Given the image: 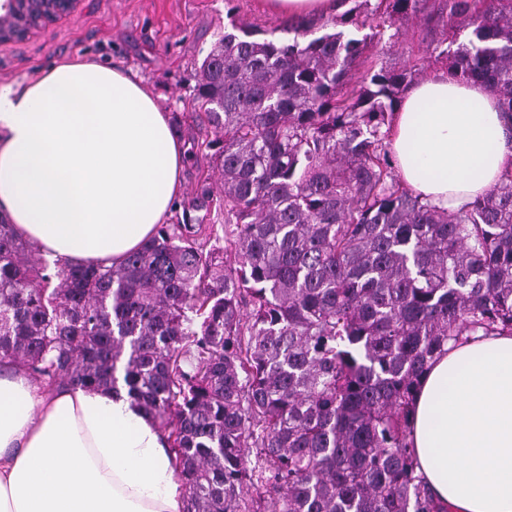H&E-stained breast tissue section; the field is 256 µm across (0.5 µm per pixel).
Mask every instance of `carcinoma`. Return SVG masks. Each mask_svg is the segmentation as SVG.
Here are the masks:
<instances>
[{
  "label": "carcinoma",
  "instance_id": "1",
  "mask_svg": "<svg viewBox=\"0 0 512 512\" xmlns=\"http://www.w3.org/2000/svg\"><path fill=\"white\" fill-rule=\"evenodd\" d=\"M380 2L362 36L378 9L319 36L312 20L290 40L217 35L195 109L221 195L201 174L184 208L224 209V250L178 221L118 267L50 272L0 218V363L51 390L123 382L165 437L184 512H439L410 445L414 394L449 341L512 332V163L482 198L438 210L387 150L412 70L341 93L425 0ZM440 14L473 30L438 57L512 114V0Z\"/></svg>",
  "mask_w": 512,
  "mask_h": 512
}]
</instances>
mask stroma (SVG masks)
<instances>
[{"label":"stroma","instance_id":"obj_1","mask_svg":"<svg viewBox=\"0 0 512 512\" xmlns=\"http://www.w3.org/2000/svg\"><path fill=\"white\" fill-rule=\"evenodd\" d=\"M436 0L424 12L400 19L391 28L394 45L384 56L388 67L414 68L415 80L445 70L427 48L447 36L465 43L467 18L445 20ZM238 23L269 34L283 17L267 12L262 0H85L75 15L22 43L0 46V85L37 76L64 59H89L136 75L156 95L161 109L178 117L177 137L191 149L195 73L224 25Z\"/></svg>","mask_w":512,"mask_h":512}]
</instances>
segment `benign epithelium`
I'll list each match as a JSON object with an SVG mask.
<instances>
[{"instance_id": "7a95c632", "label": "benign epithelium", "mask_w": 512, "mask_h": 512, "mask_svg": "<svg viewBox=\"0 0 512 512\" xmlns=\"http://www.w3.org/2000/svg\"><path fill=\"white\" fill-rule=\"evenodd\" d=\"M83 0H4L5 8L18 17L13 30H0V45L22 41L77 13Z\"/></svg>"}]
</instances>
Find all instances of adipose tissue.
Masks as SVG:
<instances>
[{
	"mask_svg": "<svg viewBox=\"0 0 512 512\" xmlns=\"http://www.w3.org/2000/svg\"><path fill=\"white\" fill-rule=\"evenodd\" d=\"M403 185L455 211L500 182L512 120L479 81L438 73L394 116ZM184 149L141 81L64 61L0 86V214L52 262L116 266L165 223ZM412 443L433 500L512 512V333L449 343L421 379ZM163 436L126 391L0 376V512H183Z\"/></svg>",
	"mask_w": 512,
	"mask_h": 512,
	"instance_id": "adipose-tissue-1",
	"label": "adipose tissue"
}]
</instances>
